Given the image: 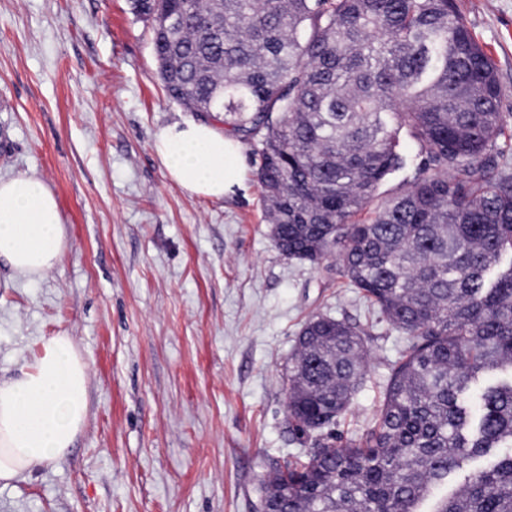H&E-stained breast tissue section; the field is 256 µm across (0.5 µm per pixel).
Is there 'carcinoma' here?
<instances>
[{
  "label": "carcinoma",
  "mask_w": 512,
  "mask_h": 512,
  "mask_svg": "<svg viewBox=\"0 0 512 512\" xmlns=\"http://www.w3.org/2000/svg\"><path fill=\"white\" fill-rule=\"evenodd\" d=\"M167 95L253 143L272 238L337 273L406 344L374 425L335 428L367 382L363 331L311 314L288 361L294 434L268 512H512V113L456 0H133ZM420 162L408 189L373 204ZM410 175V171H402L388 176L379 184L374 204L381 203L382 201L401 194L406 189L404 180Z\"/></svg>",
  "instance_id": "carcinoma-1"
}]
</instances>
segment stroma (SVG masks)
Listing matches in <instances>:
<instances>
[{
  "label": "stroma",
  "instance_id": "obj_1",
  "mask_svg": "<svg viewBox=\"0 0 512 512\" xmlns=\"http://www.w3.org/2000/svg\"><path fill=\"white\" fill-rule=\"evenodd\" d=\"M459 5L512 113V0ZM152 37L132 0H0V178L41 179L69 245L43 277L0 263V376L59 333L89 365L73 447L0 482V512H254L267 458L311 446L288 426L284 391L306 318L365 332L369 377L346 437L371 426L402 346L337 259L279 252L250 144L229 196L171 179L153 148L161 127L229 126L167 96Z\"/></svg>",
  "mask_w": 512,
  "mask_h": 512
}]
</instances>
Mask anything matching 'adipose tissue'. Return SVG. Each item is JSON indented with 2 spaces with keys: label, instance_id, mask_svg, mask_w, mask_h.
Returning a JSON list of instances; mask_svg holds the SVG:
<instances>
[{
  "label": "adipose tissue",
  "instance_id": "1",
  "mask_svg": "<svg viewBox=\"0 0 512 512\" xmlns=\"http://www.w3.org/2000/svg\"><path fill=\"white\" fill-rule=\"evenodd\" d=\"M154 150L185 190L221 198L242 182L244 157L233 139L206 123L176 122L159 130ZM66 250L63 217L37 177L0 179V259L40 276ZM88 364L72 336L48 337L17 376L0 379V481H11L66 455L87 413Z\"/></svg>",
  "mask_w": 512,
  "mask_h": 512
}]
</instances>
